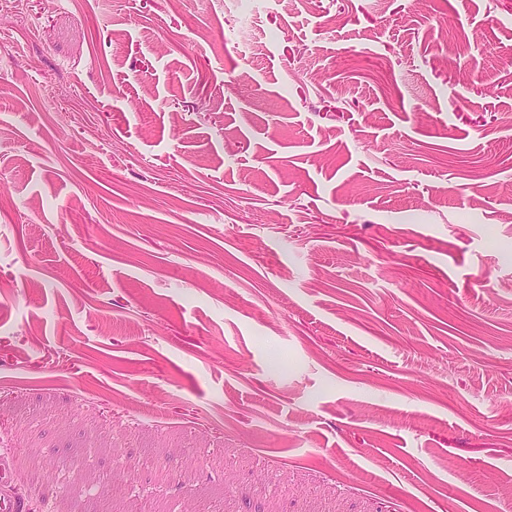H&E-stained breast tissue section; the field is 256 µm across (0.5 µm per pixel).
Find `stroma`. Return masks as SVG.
Wrapping results in <instances>:
<instances>
[{
  "instance_id": "1",
  "label": "stroma",
  "mask_w": 512,
  "mask_h": 512,
  "mask_svg": "<svg viewBox=\"0 0 512 512\" xmlns=\"http://www.w3.org/2000/svg\"><path fill=\"white\" fill-rule=\"evenodd\" d=\"M21 2L31 512H512V0Z\"/></svg>"
}]
</instances>
